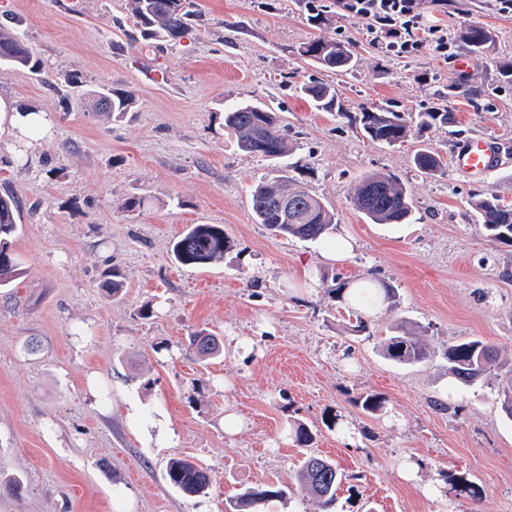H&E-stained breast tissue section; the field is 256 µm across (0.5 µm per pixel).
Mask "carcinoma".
Masks as SVG:
<instances>
[{
	"label": "carcinoma",
	"instance_id": "cac0c4a2",
	"mask_svg": "<svg viewBox=\"0 0 512 512\" xmlns=\"http://www.w3.org/2000/svg\"><path fill=\"white\" fill-rule=\"evenodd\" d=\"M133 26L142 39L172 41L182 38L188 30L189 17L194 15V0H128ZM493 40L492 33L480 25H471L460 34L464 48L473 54L480 53ZM298 55L324 70L343 73L356 65V55L350 45L314 38L302 43ZM6 63L40 68L22 39L0 23V60ZM300 92L314 107L332 112L338 106L336 87L320 81L302 84ZM100 110L123 115L131 111L133 98L126 93L112 90L91 91ZM453 121L450 112L437 109L416 112L409 117L387 109H366L359 122L364 136L373 143L395 146L404 141L411 129L423 133ZM224 126L236 136L237 148L247 154L259 155L276 163L293 151L288 134L280 129L277 112L266 105L240 103L224 112ZM415 167L425 175H434L443 167L439 154L421 149L413 157ZM286 194L300 205L296 212L282 217L270 202L273 196ZM354 208L375 224H402L412 214L411 197L406 186L390 172L376 171L366 174L356 186L352 197ZM474 208L482 221L487 236L498 243L512 246V207L500 203L496 195L488 193L475 201ZM252 217L277 235L309 242L327 238L336 229L335 214L308 187L288 175L281 167L271 169L254 189L251 196ZM18 204L10 195L0 196V288L8 289L23 275V268L12 250V240L18 230ZM230 249L229 241L220 224H195L173 243L172 252L178 263L186 267H199L224 260ZM361 306H374L379 301L393 302L394 289L387 286H362L354 294ZM191 345L202 358L212 357L220 351L219 337L205 329L191 337ZM382 356L401 366H415L427 361L430 348L420 334L395 327L392 335L381 344ZM448 372L461 384H470L493 372L503 370L496 362V350L480 339L457 340L446 350ZM505 371V370H503ZM506 380L498 387L502 412L512 419V368L505 371ZM386 398L377 393H367L356 400L361 410L373 415L380 411ZM167 479L173 486L188 494L204 491L210 482L208 473L188 460H175L167 468ZM301 489L315 496L322 512H329L336 501V491L343 481V473L336 464L323 457L307 456L296 474ZM286 485L269 484L266 487L246 488L233 500L234 512H253V508L271 498L285 495Z\"/></svg>",
	"mask_w": 512,
	"mask_h": 512
}]
</instances>
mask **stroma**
<instances>
[{
    "label": "stroma",
    "mask_w": 512,
    "mask_h": 512,
    "mask_svg": "<svg viewBox=\"0 0 512 512\" xmlns=\"http://www.w3.org/2000/svg\"><path fill=\"white\" fill-rule=\"evenodd\" d=\"M126 3L0 0V22L12 19L43 64L0 63V96L53 127L20 156L0 132V194L21 205L13 250L25 271L0 291V512H232L243 489L278 482L288 494L261 512H322L291 482L304 451L288 434L295 421L314 434L307 451L344 475L335 512H512L499 379L459 385L444 355L476 338L512 364V247L489 241L474 209L488 192L512 205V85L498 76L512 64V16L490 0H448L449 28L479 24L493 42L479 55L404 59L369 48L353 20L311 25L300 0H196L187 34L148 48ZM313 38L353 44L356 66L305 63L297 49ZM310 80L335 85L342 112L301 97ZM102 87L132 93L122 120L93 109L87 92ZM245 101L280 115L295 146L287 165L335 213L336 235L355 241L346 259L327 262L319 243L254 223L251 190L271 163L238 150L224 128L225 107ZM376 106L440 107L456 122L374 144L357 118ZM476 135L508 158L469 180L448 161ZM423 148L446 159L441 172L415 168ZM376 170L406 184L408 223L374 224L354 209L355 185ZM133 195L148 202L141 214L122 208ZM192 224L223 225V261L176 263L172 243ZM112 267L124 282L116 297L102 287ZM325 275L390 284L395 302L364 310L369 330L353 332L354 303L328 296ZM400 321L425 333L421 365L379 351ZM203 328L251 338L255 352L201 360L190 338ZM367 392L386 399L372 416L354 404ZM228 411L244 417L240 433L225 432ZM178 458L207 470L205 493L167 481ZM448 474L481 496L455 491Z\"/></svg>",
    "instance_id": "1"
}]
</instances>
